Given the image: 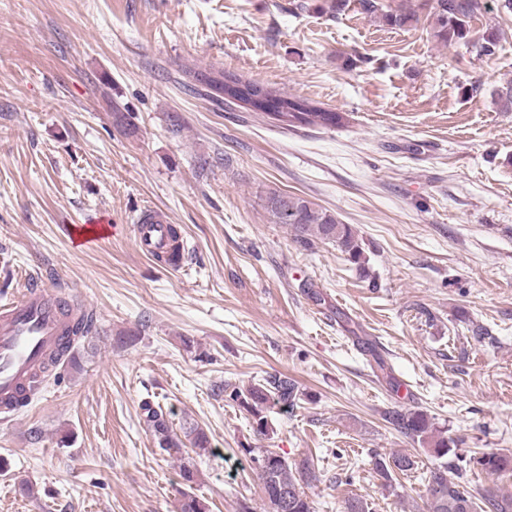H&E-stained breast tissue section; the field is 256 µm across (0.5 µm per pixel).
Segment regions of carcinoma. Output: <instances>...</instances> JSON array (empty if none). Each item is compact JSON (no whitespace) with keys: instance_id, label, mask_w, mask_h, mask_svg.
<instances>
[{"instance_id":"1","label":"carcinoma","mask_w":512,"mask_h":512,"mask_svg":"<svg viewBox=\"0 0 512 512\" xmlns=\"http://www.w3.org/2000/svg\"><path fill=\"white\" fill-rule=\"evenodd\" d=\"M360 5L365 13L391 27L402 28L418 22L417 10L412 8L385 10L380 0H360ZM488 10L487 0H430L432 36L445 44L471 43L478 47L481 55L492 56L497 51L502 32L490 27L476 34L471 26L474 18ZM197 79L224 95L225 100L239 102L251 111L290 128H332L342 126L348 120V114L344 112H336L268 87L265 88L267 104L263 107L253 106L243 95L227 94L228 80L245 88L256 86V82L243 80L233 74H225L221 79L199 74ZM267 210L272 222L285 225L302 245L309 246L317 240L330 243L336 246L348 262L360 271H365L364 249L357 231L351 225L339 221L332 212L300 196L279 192L269 194ZM92 325L93 319L83 316L69 325L60 348L48 357L44 371H49L65 360L74 361L75 357L71 355L74 343L86 337ZM224 396L244 409L251 417L256 432L264 435L271 428L269 410L277 405L282 410L292 411L306 397V393L288 376L273 375L246 387L226 384ZM140 418L163 453L181 457L183 448L187 446L198 456L212 452L210 438L203 428L186 423L181 431H176L169 421V413L150 397L141 402ZM388 419L406 436L430 445L435 458L439 459L437 466L429 471L427 512H512V494L490 492L476 502L448 479V461L445 457L453 453L451 442L436 433L427 414L418 410L390 412ZM242 451L250 457L251 463L258 465L256 474L262 485L263 512H314L312 502L304 491L305 485L317 480L315 466L310 458L305 457L299 462L290 461L271 448L244 447ZM456 459L460 462L456 466L459 473L472 464L481 467L489 475H500L512 470V453L502 451L484 452L470 459L458 455ZM414 466L415 460L403 453L388 457L379 455L374 461L376 473L389 485L392 484L394 471L404 473ZM179 512H206V505L196 495L184 492Z\"/></svg>"}]
</instances>
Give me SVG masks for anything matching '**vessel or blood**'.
<instances>
[{
    "instance_id": "obj_1",
    "label": "vessel or blood",
    "mask_w": 512,
    "mask_h": 512,
    "mask_svg": "<svg viewBox=\"0 0 512 512\" xmlns=\"http://www.w3.org/2000/svg\"><path fill=\"white\" fill-rule=\"evenodd\" d=\"M139 250L147 255L169 250L173 226L163 210L146 211L133 226ZM104 224L74 226L73 245L88 248L102 239ZM65 321L51 288L31 281L20 300L0 306V413L13 417L18 398L45 356L61 342Z\"/></svg>"
}]
</instances>
